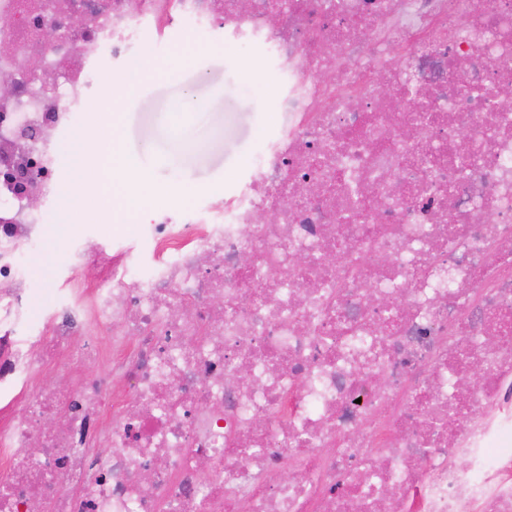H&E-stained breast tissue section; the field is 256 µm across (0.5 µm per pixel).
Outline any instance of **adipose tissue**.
<instances>
[{
  "label": "adipose tissue",
  "instance_id": "ef3b65f1",
  "mask_svg": "<svg viewBox=\"0 0 512 512\" xmlns=\"http://www.w3.org/2000/svg\"><path fill=\"white\" fill-rule=\"evenodd\" d=\"M73 157L71 176L60 210L51 225L50 238L59 244L71 233L79 213L93 214L108 200L101 172L106 166L124 171L123 189L135 196H145L152 188L146 178L127 167L112 140L98 123L78 129L69 146Z\"/></svg>",
  "mask_w": 512,
  "mask_h": 512
}]
</instances>
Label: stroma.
<instances>
[{"label": "stroma", "instance_id": "obj_1", "mask_svg": "<svg viewBox=\"0 0 512 512\" xmlns=\"http://www.w3.org/2000/svg\"><path fill=\"white\" fill-rule=\"evenodd\" d=\"M138 63L149 79L131 86L119 121L103 113L98 121L121 155L158 185L150 202L206 206L212 194L232 189L245 176L258 140L277 132L278 89L272 84L264 96H256L255 66L216 44L187 55L142 56ZM183 98L207 102L209 109L173 113V103ZM141 236L134 203L118 201L93 219H82L61 245H45L30 262L26 285L34 290V309H41L46 289L71 275L74 244L104 238L136 244Z\"/></svg>", "mask_w": 512, "mask_h": 512}]
</instances>
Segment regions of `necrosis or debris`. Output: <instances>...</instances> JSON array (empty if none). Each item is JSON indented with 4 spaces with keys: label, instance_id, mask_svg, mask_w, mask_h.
I'll list each match as a JSON object with an SVG mask.
<instances>
[{
    "label": "necrosis or debris",
    "instance_id": "obj_1",
    "mask_svg": "<svg viewBox=\"0 0 512 512\" xmlns=\"http://www.w3.org/2000/svg\"><path fill=\"white\" fill-rule=\"evenodd\" d=\"M175 27L288 121L31 316L60 139ZM0 78V512H512V0H0ZM129 65V64H128ZM128 65L122 66L120 69V66H113V75L112 79L102 83L100 85L99 91H98V102H100L101 97H103L107 92L112 93V112H123L126 107V98L124 95V88L122 85L115 83L123 82L125 79L124 73ZM115 82L112 86V83ZM96 100V101H97Z\"/></svg>",
    "mask_w": 512,
    "mask_h": 512
}]
</instances>
